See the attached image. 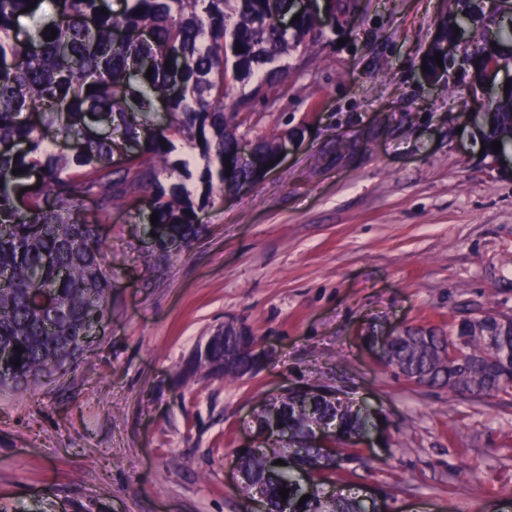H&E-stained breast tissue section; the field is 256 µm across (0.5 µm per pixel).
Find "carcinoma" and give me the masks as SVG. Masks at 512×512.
Masks as SVG:
<instances>
[{"label": "carcinoma", "mask_w": 512, "mask_h": 512, "mask_svg": "<svg viewBox=\"0 0 512 512\" xmlns=\"http://www.w3.org/2000/svg\"><path fill=\"white\" fill-rule=\"evenodd\" d=\"M33 2L0 0V349L10 361L0 387L15 391L82 357L84 337L97 318L106 317L112 274L99 225L116 202L151 195L159 250L168 239L190 244L204 228L198 210L184 184L160 181L175 143L193 144L207 163H218L204 172L205 198L235 192L239 181L275 161L283 145L279 134L262 139L249 166L239 163L237 118L264 90L260 73L322 38V23L306 15L288 29L276 23L275 13L288 11L291 0H123L121 12L106 15L100 0H53L57 19L20 13ZM452 2L430 45L431 81L440 79L435 54L444 53L455 28L485 23L478 0ZM329 7L342 27L355 4L330 0ZM498 11V39L470 58L475 88L486 83L489 68L512 67V0H499ZM22 15L35 24L18 29ZM53 28L57 36L45 40ZM238 87L249 91L234 102L230 94ZM159 102L171 115L163 127L150 121ZM490 108L483 115L487 157L495 155L493 141L503 152L512 147V88ZM116 156L124 159L119 168ZM14 169L23 173L14 175ZM25 187L28 202L22 206L17 196ZM88 198L95 212L81 217L78 208ZM32 288L51 292V309L30 305ZM456 336L466 341L458 344ZM229 345L227 338L214 339L207 356L188 363L182 377L240 378L250 372L245 359L239 367L221 366ZM390 360L408 382L503 399L512 396V321L487 312L478 322L460 321L448 334L410 328L391 345ZM270 407L290 436L284 443L268 435L238 455L242 493L262 495L268 512H366L356 496L325 492L334 472L320 468L319 451L309 440L322 422L338 424L350 438L371 418L343 401L287 394L260 404L257 419ZM284 458L288 466L275 464ZM299 469L310 472L305 487L298 483ZM281 488L289 490L284 500ZM306 494L310 498L298 504Z\"/></svg>", "instance_id": "cac0c4a2"}]
</instances>
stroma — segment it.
<instances>
[{"instance_id":"stroma-1","label":"stroma","mask_w":512,"mask_h":512,"mask_svg":"<svg viewBox=\"0 0 512 512\" xmlns=\"http://www.w3.org/2000/svg\"><path fill=\"white\" fill-rule=\"evenodd\" d=\"M447 0H360L324 23L288 76L254 98L240 133L301 130L281 165L214 197L190 246L157 255L148 195L100 229L110 310L84 356L25 391L0 392V512H256L231 468L254 408L322 385L385 415L384 447L336 449L329 489L386 495L392 512H512V400L480 402L398 378L365 339L512 316V152L486 157L450 47L444 79L421 67ZM358 141L344 152L340 138ZM193 200L206 162L178 144ZM233 320L276 359L235 379L181 380Z\"/></svg>"}]
</instances>
